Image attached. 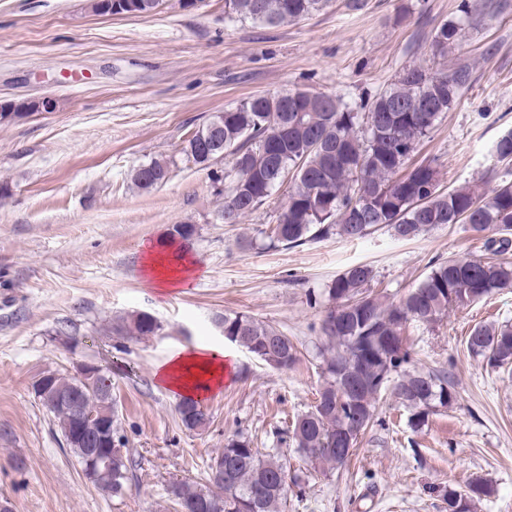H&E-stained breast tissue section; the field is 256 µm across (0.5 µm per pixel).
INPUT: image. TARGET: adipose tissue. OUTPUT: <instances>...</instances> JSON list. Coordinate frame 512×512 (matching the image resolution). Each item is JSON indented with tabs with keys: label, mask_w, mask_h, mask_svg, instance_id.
Masks as SVG:
<instances>
[{
	"label": "adipose tissue",
	"mask_w": 512,
	"mask_h": 512,
	"mask_svg": "<svg viewBox=\"0 0 512 512\" xmlns=\"http://www.w3.org/2000/svg\"><path fill=\"white\" fill-rule=\"evenodd\" d=\"M141 269L148 286L167 293L194 276L197 264L186 253H179L171 260L149 248L142 256ZM229 375L227 356L218 346L181 349L153 370V378L158 384L173 394L195 399L217 392Z\"/></svg>",
	"instance_id": "obj_1"
}]
</instances>
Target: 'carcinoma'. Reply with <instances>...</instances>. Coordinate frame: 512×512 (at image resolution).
<instances>
[{"label": "carcinoma", "instance_id": "obj_1", "mask_svg": "<svg viewBox=\"0 0 512 512\" xmlns=\"http://www.w3.org/2000/svg\"><path fill=\"white\" fill-rule=\"evenodd\" d=\"M329 0H224V21L249 20L280 26L323 10ZM464 17L434 28L432 51L446 57L462 38ZM472 79L470 64L451 69L410 65L385 90L351 105L339 97L309 90L257 93L224 108L223 128L201 141L210 116L185 141L182 158L222 185L219 218L226 224L264 206L286 188L287 200L277 222L264 237L272 248H292L329 234L359 240L386 228L399 240H411L445 226L464 225L475 236L493 228L497 238L482 242L486 256L450 257L435 264L422 282L396 301L369 292L371 266L357 264L326 288L328 315L321 333L328 345L321 352L324 383L315 405L292 428V447L315 465L343 467L359 437L374 423L383 390L409 412L408 424L419 429L440 409L451 407L456 394L448 375L405 370L413 351L404 340L406 326H431L448 312L480 302L512 284V131L501 135L492 151L503 166L498 184L487 190L478 180L462 186L441 185L438 164L413 162L419 144L459 100ZM45 109L35 99L0 103V119ZM224 162V169L212 166ZM170 160H152L132 174L143 190L169 178ZM162 324L138 313L119 320L112 333L154 336ZM224 338L268 366L288 370L298 350L287 334L251 315L224 313ZM469 352L492 368L512 365V323L477 325L466 339ZM46 383L35 397L54 418L66 451L84 464V447L73 438L75 421L60 398L76 393L89 410L108 423L112 433L110 473L86 478L102 493L118 496L128 489L127 448L120 435L117 401L109 397L112 375L84 382L59 370L43 372ZM188 430L206 425L200 403L184 398L176 405ZM208 465L204 482L179 481L169 493L185 512H281L288 494V458L281 449L262 455L244 438H232ZM491 484L477 477L461 490L448 491V512H471L475 500L490 495Z\"/></svg>", "mask_w": 512, "mask_h": 512}]
</instances>
